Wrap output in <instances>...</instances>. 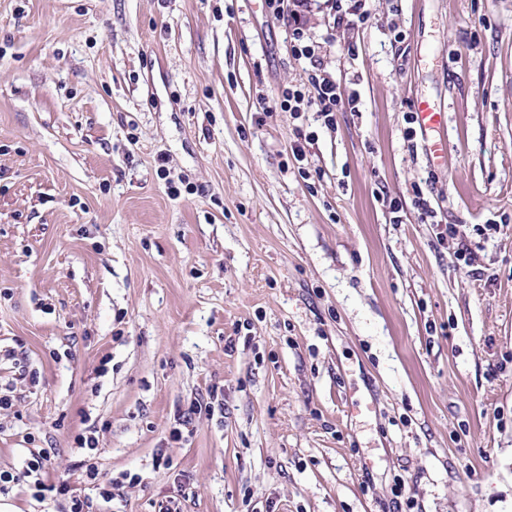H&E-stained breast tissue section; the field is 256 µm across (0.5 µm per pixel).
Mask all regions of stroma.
I'll return each instance as SVG.
<instances>
[{
    "label": "stroma",
    "instance_id": "stroma-1",
    "mask_svg": "<svg viewBox=\"0 0 512 512\" xmlns=\"http://www.w3.org/2000/svg\"><path fill=\"white\" fill-rule=\"evenodd\" d=\"M365 8L303 3L358 97L328 127L276 108L309 65L264 0H0V471L47 449L94 512H512V0ZM355 4L352 7H348L344 9L342 0H336L335 5V22L337 27L343 26L346 21V26H354L356 23H364L367 20L368 13L367 10H364L365 3H361L362 0L354 1ZM357 3V4H356ZM347 15L356 16V20H349ZM351 23V24H349ZM414 116L409 115V123L415 122L425 134L429 131H436L443 124V112L435 109L425 99H417L413 106Z\"/></svg>",
    "mask_w": 512,
    "mask_h": 512
}]
</instances>
